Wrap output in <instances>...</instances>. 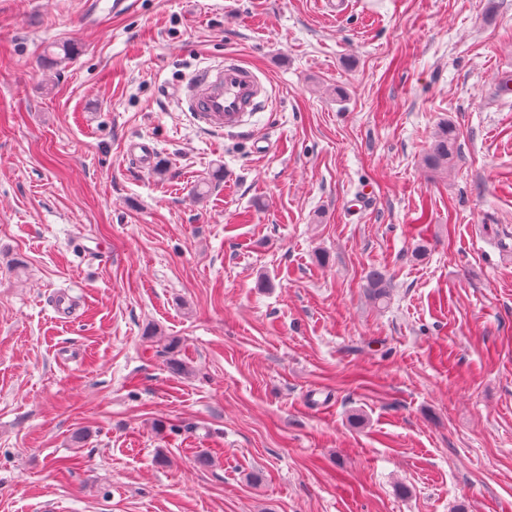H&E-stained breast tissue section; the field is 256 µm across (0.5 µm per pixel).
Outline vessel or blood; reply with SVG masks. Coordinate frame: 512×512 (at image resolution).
Wrapping results in <instances>:
<instances>
[{
  "instance_id": "vessel-or-blood-1",
  "label": "vessel or blood",
  "mask_w": 512,
  "mask_h": 512,
  "mask_svg": "<svg viewBox=\"0 0 512 512\" xmlns=\"http://www.w3.org/2000/svg\"><path fill=\"white\" fill-rule=\"evenodd\" d=\"M180 104L200 127L211 131L240 128L247 113L266 102L268 91L261 79L233 58L185 79L178 87ZM157 149L152 141H132L126 158L135 167L150 169Z\"/></svg>"
}]
</instances>
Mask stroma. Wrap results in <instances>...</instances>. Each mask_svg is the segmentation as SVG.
Wrapping results in <instances>:
<instances>
[{"instance_id": "35a3bbf8", "label": "stroma", "mask_w": 512, "mask_h": 512, "mask_svg": "<svg viewBox=\"0 0 512 512\" xmlns=\"http://www.w3.org/2000/svg\"><path fill=\"white\" fill-rule=\"evenodd\" d=\"M111 4L0 0V512H512V0ZM177 95L200 127L223 132L240 128L245 115L266 102L268 91L251 69L226 57L224 63L185 79ZM457 141L458 133L453 123L448 121L438 126L424 156L425 164L435 172H446L457 153ZM157 149L152 141L147 139L134 140L128 145L126 158L135 167L149 170L153 164Z\"/></svg>"}]
</instances>
